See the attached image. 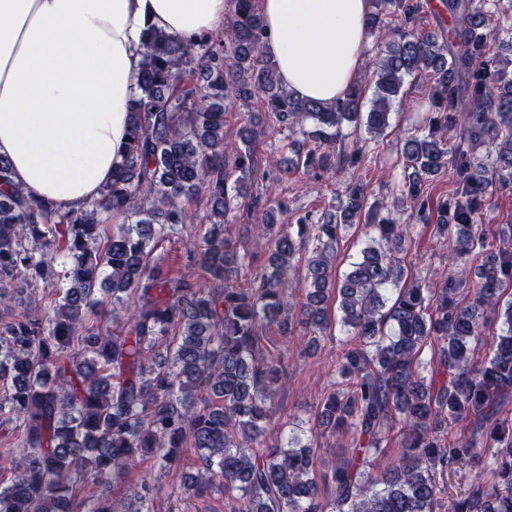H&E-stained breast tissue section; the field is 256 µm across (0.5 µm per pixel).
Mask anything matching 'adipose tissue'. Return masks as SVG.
<instances>
[{
    "label": "adipose tissue",
    "mask_w": 512,
    "mask_h": 512,
    "mask_svg": "<svg viewBox=\"0 0 512 512\" xmlns=\"http://www.w3.org/2000/svg\"><path fill=\"white\" fill-rule=\"evenodd\" d=\"M263 51L297 98L353 82L370 0H257ZM227 0H0V157L58 209L98 198L129 138L147 28L190 42L220 31Z\"/></svg>",
    "instance_id": "1"
}]
</instances>
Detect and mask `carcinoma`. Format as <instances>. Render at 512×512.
I'll return each instance as SVG.
<instances>
[{"mask_svg": "<svg viewBox=\"0 0 512 512\" xmlns=\"http://www.w3.org/2000/svg\"><path fill=\"white\" fill-rule=\"evenodd\" d=\"M230 2L224 28L197 42L147 31L129 141L99 198L76 210L50 207L13 184L0 158V310L9 315L0 320V415L14 434L0 445V471L13 473L0 480V512H119L111 476L147 459L165 472L188 440L197 459L194 471L177 474V490L200 497L217 484L233 512H512V427L490 436L497 452L489 457L470 438L447 440L448 421L489 416L512 393V301L499 309L512 282V224L495 244L477 228L482 202L512 190V59L501 57L500 31L487 29V16L509 17L512 0H442L447 23L429 29L420 27L422 0H372L367 31L384 55L366 112L358 83L331 103L293 96L261 49L255 0ZM415 75L430 78L431 111L404 142L397 207L448 243V275L433 288L406 284L401 254L412 225L379 216L362 177L344 184L336 209L298 217L294 234L285 201L248 194L254 126L224 141L228 110L253 104L288 132L306 168H358L362 149H342V125L378 140ZM439 176L448 177V198L429 193ZM200 196L209 205L198 229L204 247L189 261L203 285L150 259ZM242 205L260 215L257 237L268 243L261 264L224 237L226 212ZM363 218L376 237L339 276V239ZM304 236L307 292L295 307L287 288ZM467 256L483 263L462 304L455 265ZM243 264L252 267L248 288L233 277ZM40 288L51 293L39 306L13 311ZM332 300L349 336L336 362L347 390L321 403L317 429L268 443V387L282 362L257 361L261 327L287 335L299 325L311 333L309 347L328 328ZM491 313L503 329L488 337ZM104 315L116 329L102 326ZM480 340L489 341L490 358L478 366L470 351ZM395 415L402 457L373 473L366 464ZM327 433L349 442L319 479L314 445ZM450 460L475 463L492 480L478 475L453 495L444 479ZM89 481L96 492L80 494ZM128 492L124 512H154L151 477Z\"/></svg>", "mask_w": 512, "mask_h": 512, "instance_id": "obj_1", "label": "carcinoma"}]
</instances>
